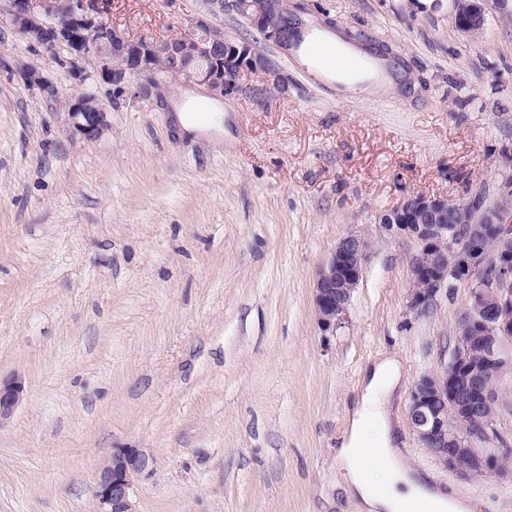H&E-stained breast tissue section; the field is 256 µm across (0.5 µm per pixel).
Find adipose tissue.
Wrapping results in <instances>:
<instances>
[{
  "label": "adipose tissue",
  "mask_w": 512,
  "mask_h": 512,
  "mask_svg": "<svg viewBox=\"0 0 512 512\" xmlns=\"http://www.w3.org/2000/svg\"><path fill=\"white\" fill-rule=\"evenodd\" d=\"M400 383V363L387 356L358 387L336 457L346 491L360 501L361 512H468V497L439 490L406 465L390 419Z\"/></svg>",
  "instance_id": "adipose-tissue-1"
}]
</instances>
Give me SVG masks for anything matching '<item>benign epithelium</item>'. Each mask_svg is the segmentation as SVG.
Returning a JSON list of instances; mask_svg holds the SVG:
<instances>
[{
	"label": "benign epithelium",
	"mask_w": 512,
	"mask_h": 512,
	"mask_svg": "<svg viewBox=\"0 0 512 512\" xmlns=\"http://www.w3.org/2000/svg\"><path fill=\"white\" fill-rule=\"evenodd\" d=\"M238 11L265 36L289 48V0H235ZM456 29L477 37L485 30L489 0H454ZM4 21L30 42L51 51L66 48L75 63H92L96 78L112 87L104 100L93 91L61 98L34 67L24 69L30 85L54 99L66 114L68 130L92 141L108 130L109 107L123 98L147 100L166 78L203 84L216 97L233 94L243 71L265 68L246 42L224 38V31L198 20L183 34L157 40L129 37L84 0H5ZM512 201V175L493 200L462 206L424 194L405 196L381 215L389 235L414 240L409 309L428 314L437 293L450 284L471 290V303L458 318L459 336L449 359L422 374L410 391L409 419L423 448L444 467L468 478L501 473L512 464V448H485L497 440L495 421L484 422L499 400V384L512 375V225L504 206ZM367 240L354 233L339 238L314 283L319 328L333 333L345 319L364 270ZM496 380L489 382V370ZM25 396V378H0V425ZM153 458L141 448H115L97 469L94 494L100 512H135L134 485L151 470Z\"/></svg>",
	"instance_id": "obj_1"
}]
</instances>
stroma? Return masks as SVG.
Wrapping results in <instances>:
<instances>
[{
	"instance_id": "35a3bbf8",
	"label": "stroma",
	"mask_w": 512,
	"mask_h": 512,
	"mask_svg": "<svg viewBox=\"0 0 512 512\" xmlns=\"http://www.w3.org/2000/svg\"><path fill=\"white\" fill-rule=\"evenodd\" d=\"M304 27L364 33L393 90L347 99L232 7L204 0H93L132 36L166 39L202 19L268 67L224 97V135H180L184 91L112 106L110 128L72 135L61 96L90 89L65 50L0 22V375L26 398L0 426V512H99L95 472L113 449L153 458L136 512H360L336 467L365 369L396 356L390 406L407 465L512 512V474L467 478L436 462L409 418L422 374L449 357L461 287L432 313L408 307L409 238L381 214L410 194L467 203L512 174V0H492L480 37L453 0H291ZM369 241L335 334L313 287L338 239Z\"/></svg>"
}]
</instances>
